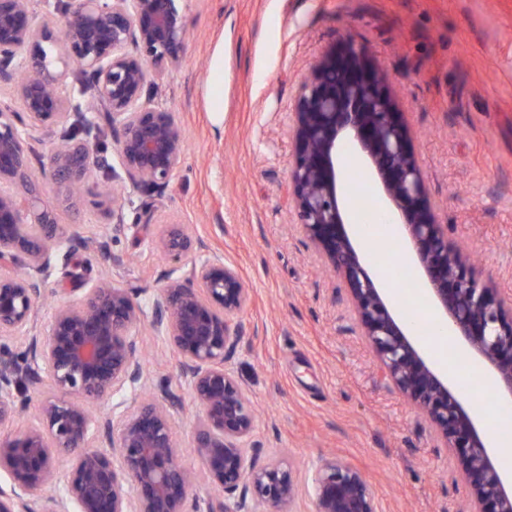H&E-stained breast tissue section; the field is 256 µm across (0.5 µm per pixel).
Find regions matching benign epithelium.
<instances>
[{"label": "benign epithelium", "instance_id": "7a95c632", "mask_svg": "<svg viewBox=\"0 0 512 512\" xmlns=\"http://www.w3.org/2000/svg\"><path fill=\"white\" fill-rule=\"evenodd\" d=\"M187 0H70L60 18L35 23L29 0H0V83L20 109L0 111V426L27 412V388L51 395L34 421L0 434V512H287L299 493L291 460H258L251 443L256 414L248 391L225 363L248 336L241 315L250 289L237 267L206 249L179 222H160L162 197L179 169L186 139L177 113L155 102L156 82L177 69L188 32ZM89 80L93 112H75L63 92L69 67ZM387 72L368 49L347 42L312 63L294 110L288 179L293 208L318 254L348 287L354 316L384 380L394 384L448 448L466 483L464 512H512V478L501 471L486 433L448 375L424 352L412 323L392 304L370 262L346 230L339 178L344 150L355 153L394 211L423 292L450 326L459 351L512 400V296L479 273L440 222ZM50 137L49 178L78 193L112 137L121 172H112V224L91 238L57 224L37 198L28 142ZM141 192L140 221L157 224L153 249L177 265L151 312L141 290L110 275L85 281L67 270L79 255L123 265L106 232L124 221L125 189ZM63 268L66 298L39 327L45 285ZM149 322L172 346L180 386L201 415L193 448L200 467L184 465L174 434L184 408L166 383L148 399L137 329ZM24 347L13 353L5 341ZM120 457L115 466L113 454ZM202 483L224 499L201 510ZM313 512H379L364 473L336 456L312 477Z\"/></svg>", "mask_w": 512, "mask_h": 512}]
</instances>
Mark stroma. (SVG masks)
<instances>
[{"label":"stroma","mask_w":512,"mask_h":512,"mask_svg":"<svg viewBox=\"0 0 512 512\" xmlns=\"http://www.w3.org/2000/svg\"><path fill=\"white\" fill-rule=\"evenodd\" d=\"M188 18L183 61L157 95L186 138L164 211L251 288L250 338L227 367L256 407L262 457L297 465L292 512H312V475L335 455L364 472L380 512H458L454 451L380 378L344 282L296 222L293 110L319 55L366 45L389 75L440 219L512 295V0H189ZM103 184L91 174L70 200L42 182L58 224L85 233L109 225ZM141 202L129 191L108 245L125 261L115 280L150 298L171 267L152 249L156 225L137 221ZM140 334L150 383L177 381L170 344L150 326Z\"/></svg>","instance_id":"35a3bbf8"}]
</instances>
